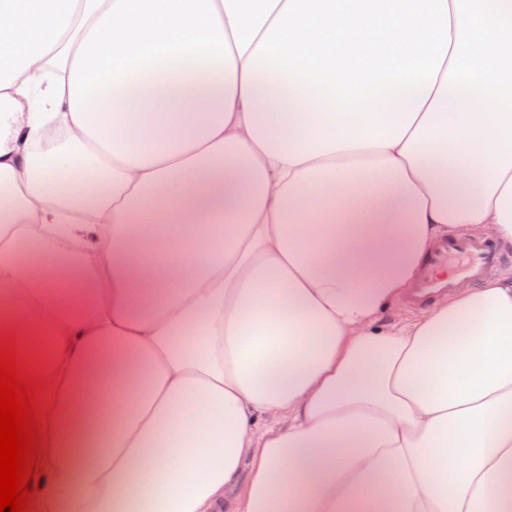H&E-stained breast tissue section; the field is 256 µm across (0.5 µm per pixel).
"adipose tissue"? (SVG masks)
Instances as JSON below:
<instances>
[{
  "label": "adipose tissue",
  "mask_w": 512,
  "mask_h": 512,
  "mask_svg": "<svg viewBox=\"0 0 512 512\" xmlns=\"http://www.w3.org/2000/svg\"><path fill=\"white\" fill-rule=\"evenodd\" d=\"M512 0H0L29 512H512ZM455 260L462 263L459 269L449 267ZM503 261L504 256L498 245L489 239H437L421 260L419 274L408 297V303L414 307L427 308L435 293L449 292L457 278L478 284Z\"/></svg>",
  "instance_id": "ef3b65f1"
}]
</instances>
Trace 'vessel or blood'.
I'll return each instance as SVG.
<instances>
[{
  "label": "vessel or blood",
  "mask_w": 512,
  "mask_h": 512,
  "mask_svg": "<svg viewBox=\"0 0 512 512\" xmlns=\"http://www.w3.org/2000/svg\"><path fill=\"white\" fill-rule=\"evenodd\" d=\"M503 261L502 252L491 240L480 237L437 239L421 260L408 302L415 307H429L435 293L450 291L456 279L480 283Z\"/></svg>",
  "instance_id": "obj_1"
}]
</instances>
